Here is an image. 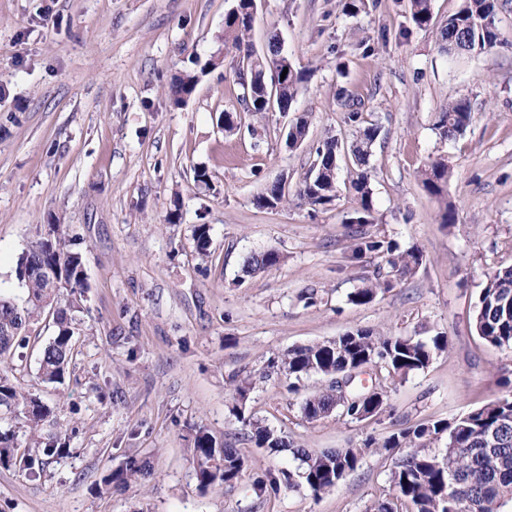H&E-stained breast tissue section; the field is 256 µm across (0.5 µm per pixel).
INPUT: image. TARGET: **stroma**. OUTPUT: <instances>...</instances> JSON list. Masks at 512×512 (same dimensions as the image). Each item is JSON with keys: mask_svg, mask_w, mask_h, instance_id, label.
<instances>
[{"mask_svg": "<svg viewBox=\"0 0 512 512\" xmlns=\"http://www.w3.org/2000/svg\"><path fill=\"white\" fill-rule=\"evenodd\" d=\"M231 3L0 0V289L24 299L17 260L49 224L62 225L83 254L88 284L72 314L63 384L36 380L54 334L49 319L32 324L22 357L5 361L13 382L48 407L44 431L70 441L39 476L0 468V512H366L388 494L395 458L385 454L366 455L318 498L283 484L258 492L256 481L297 462L248 438L228 399L236 374L253 380L245 416L311 451L449 422L512 396V349L489 345L473 324L487 275L512 267V0H496L499 44L455 61L437 37L461 0H431L424 30L413 27L408 0H356L353 14L341 0H257L255 48L279 36L292 65L308 73L291 110L244 111L228 67L202 74L186 102L172 105L173 76L223 51ZM341 89L380 129L364 230L420 250L413 273L375 255L352 260L348 155L330 204L314 209L295 195L325 139L346 146L353 138ZM456 99L469 102L470 122L445 138L436 114ZM225 111L236 113L239 131L220 129ZM301 115L309 131L292 149L286 135ZM437 159L451 172L439 197L421 183ZM199 170L207 183L195 182ZM279 180L287 202L257 208L255 197ZM174 209L179 219L167 223ZM200 224L210 227L205 259L194 239ZM269 250L281 262L245 275L247 260ZM375 278L390 290L363 306L348 302ZM357 328L444 335L448 347L392 382L380 414L308 421L302 403L326 378L310 375L292 392L264 377L268 359ZM199 426L238 448V481L199 488ZM131 457L150 458L151 476L105 486Z\"/></svg>", "mask_w": 512, "mask_h": 512, "instance_id": "35a3bbf8", "label": "stroma"}]
</instances>
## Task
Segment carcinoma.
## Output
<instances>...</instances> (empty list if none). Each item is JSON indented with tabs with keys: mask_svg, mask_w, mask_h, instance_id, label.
Instances as JSON below:
<instances>
[{
	"mask_svg": "<svg viewBox=\"0 0 512 512\" xmlns=\"http://www.w3.org/2000/svg\"><path fill=\"white\" fill-rule=\"evenodd\" d=\"M253 0H233L224 16V54L208 62L211 67L230 61L235 69L246 64L248 100L240 101L246 112H266L276 105L281 112L290 110L306 75L296 68L286 80L273 71L281 54L278 36L269 41L266 51L257 52L249 40L252 31ZM410 18L419 29L427 28L432 20L431 0H410ZM441 50L452 58L471 56L498 44L499 31L495 21V0H463L459 11L448 17L440 32ZM199 75L184 70L175 75L169 88L173 105L180 106L195 91ZM470 104L456 100L441 106L436 128L440 135L451 138L463 133L470 120ZM379 128L370 125L359 130L350 145L354 164L359 168L351 182L358 207L351 224H370L374 209L369 177L366 171L370 148L378 137ZM340 153L338 140L329 138L316 149V159L300 183L296 196L312 205L324 206L336 197L335 163ZM448 164L432 162L425 171L424 189L440 197L448 183ZM286 199L280 183L269 186L255 199L260 208H276ZM367 253L381 254L387 264L406 273L422 264L417 250L397 251L390 242L362 236L353 244L352 256L361 258ZM281 256L269 261L263 254L251 258L245 266L248 275L279 264ZM57 273L60 287L50 286L40 270ZM16 274L26 290V299L18 304L0 293V357L12 355L28 344L30 325L46 314L52 317L55 334L44 347L38 378L43 383L64 380L72 358L74 330L68 310L78 302L85 288L86 276L82 254L68 248L65 231L58 224H49L38 234L20 256ZM389 287L380 280L371 281L348 295L349 303L361 306L375 299L378 290ZM478 335L495 347H512V267L490 274L482 288L474 316ZM448 346L445 336L429 339L404 335H382L371 329L348 331L334 342L329 340L313 345L298 346L288 353L268 360L265 376L288 379V390L295 391L304 377L319 374L327 379L343 377L363 364L376 368L373 395L351 384L348 394L341 397L333 384L311 397L303 405V414L316 421L337 411L345 417L363 420L382 411L386 396L385 382L409 373L426 369L437 352ZM252 387L250 377L234 386L231 411H238ZM25 423L33 441L32 449L52 456L66 447L61 434L39 435V427L49 415L42 401L15 385L0 369V408ZM250 438L260 447L278 451L288 449L301 462V472L295 481L293 473H283L288 487H303L313 497L329 493L355 472L363 458L373 453L391 454L403 450L390 470L391 495L374 501L367 512H512V397L503 396L486 403L452 422H435L405 427L379 442L374 438L359 446L329 448L311 452L251 418H243ZM447 446L435 447L442 437ZM195 476L203 489L222 486L241 478L245 460L235 448L216 445L205 429H198L194 442ZM38 457L21 455L15 443V432L0 430V467L23 466L35 473ZM150 471L147 461L130 459L115 473H109L104 483L118 480L124 484L144 479Z\"/></svg>",
	"mask_w": 512,
	"mask_h": 512,
	"instance_id": "obj_1",
	"label": "carcinoma"
}]
</instances>
